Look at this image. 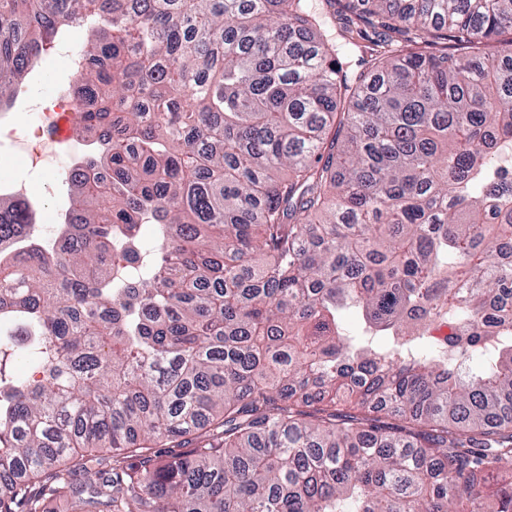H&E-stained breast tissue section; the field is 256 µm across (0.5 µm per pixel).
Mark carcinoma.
I'll list each match as a JSON object with an SVG mask.
<instances>
[{
	"mask_svg": "<svg viewBox=\"0 0 512 512\" xmlns=\"http://www.w3.org/2000/svg\"><path fill=\"white\" fill-rule=\"evenodd\" d=\"M322 5L362 70L311 0H0V110L96 26L58 245L0 212V512H512V0Z\"/></svg>",
	"mask_w": 512,
	"mask_h": 512,
	"instance_id": "cac0c4a2",
	"label": "carcinoma"
}]
</instances>
